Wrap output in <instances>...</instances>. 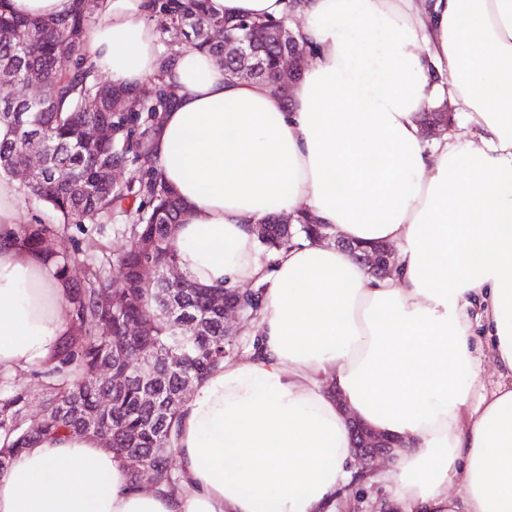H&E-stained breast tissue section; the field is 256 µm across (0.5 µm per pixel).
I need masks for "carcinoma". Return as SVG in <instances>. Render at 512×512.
<instances>
[{
    "mask_svg": "<svg viewBox=\"0 0 512 512\" xmlns=\"http://www.w3.org/2000/svg\"><path fill=\"white\" fill-rule=\"evenodd\" d=\"M0 0V30L14 33L0 42V86L24 81L29 72L39 74L38 93L15 112L16 99L0 96V125L11 136L0 140V176H10L26 162L27 135L40 134L43 148L41 173L24 184L23 194L47 208L58 228L47 224L20 226V242L40 249L46 237L58 238L50 253L59 270L68 272L79 247L65 235L71 225L101 224L116 214L130 217L129 245L117 262L121 278H112L109 258L86 267L84 280L72 288L70 328L53 354L43 362L44 397L41 414L28 413L29 394L13 387L0 393V471L6 470L24 449L48 436L81 430L94 411L96 370L105 364L119 365L131 376L127 389L112 397V450L127 471L130 486H139L143 472L151 475L154 490L173 493L180 476L171 466L174 453L173 429L185 397L179 393L181 380H202L231 354L233 340L224 335V312L210 307V295L222 288L200 287L186 279L179 286L157 278L142 283L137 267L144 257L153 259L159 271L178 260L172 225L179 223L185 204L167 186L150 149L156 112L171 110L177 101L164 82L163 72L184 50H199L215 56L224 54V42L212 34L220 29L239 33L245 27L262 29L272 20L242 17L224 19L213 14L208 0H151L152 17L160 22L158 91L149 100L139 89L115 84L103 77L83 57L81 45L96 19L89 0H76L74 10L63 17L31 18L7 9ZM99 123L113 127V139L98 144L86 140V129ZM133 166L135 179L123 184H101L100 168ZM66 169L69 179H60ZM271 215L265 239L260 244L276 251L288 248L291 240L326 235L331 227L308 224V215L295 216L294 224L279 222ZM260 289L244 299L243 322L255 318ZM112 298V308L104 300ZM173 300L182 313L169 318L163 300ZM146 321L150 329L138 338L141 349L127 343L131 323ZM150 357L155 368L151 379L138 376L139 357ZM157 395V411L144 409L141 402Z\"/></svg>",
    "mask_w": 512,
    "mask_h": 512,
    "instance_id": "obj_1",
    "label": "carcinoma"
}]
</instances>
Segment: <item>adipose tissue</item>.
I'll return each mask as SVG.
<instances>
[{"mask_svg": "<svg viewBox=\"0 0 512 512\" xmlns=\"http://www.w3.org/2000/svg\"><path fill=\"white\" fill-rule=\"evenodd\" d=\"M287 18L308 49L289 94L184 51L152 150L187 209L178 266L196 284L263 286L249 352L195 383L174 437L182 482L132 490L92 434L41 439L0 473V512H331L350 418L401 440L383 477L400 512H512V0H210ZM82 52L112 81L159 69L150 0H100ZM469 137L431 142L425 109ZM0 177V373L41 364L69 327L71 282L17 245ZM307 212L394 243L387 276L302 237L265 263L254 228ZM482 328L499 381L481 382ZM460 483L448 492L449 477Z\"/></svg>", "mask_w": 512, "mask_h": 512, "instance_id": "adipose-tissue-1", "label": "adipose tissue"}]
</instances>
